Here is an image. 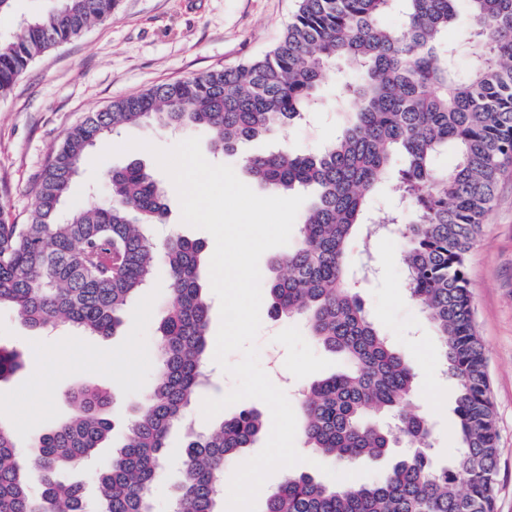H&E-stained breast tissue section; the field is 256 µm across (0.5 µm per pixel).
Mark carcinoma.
I'll return each mask as SVG.
<instances>
[{
	"label": "carcinoma",
	"instance_id": "obj_1",
	"mask_svg": "<svg viewBox=\"0 0 512 512\" xmlns=\"http://www.w3.org/2000/svg\"><path fill=\"white\" fill-rule=\"evenodd\" d=\"M116 5L52 0L0 36V96L35 58L112 19ZM395 10L402 20L392 27L383 18ZM458 40L471 47L464 76ZM340 62L353 66L343 87L351 119L336 139L316 154L279 149L246 156L243 168L271 192L316 189L297 241L272 261L266 285L276 314L302 318L309 336L346 363L305 391V443L343 468L388 456L393 462L371 483L330 484L310 472L290 473L259 512H495L496 415L466 264L512 160V0H298L264 55L155 84L71 128L36 179L28 223H12L0 202V310L34 330L65 324L108 336L163 269L169 294L159 323L162 364L126 443L95 470L92 503L83 485L58 475L97 458L113 429V393L75 387L70 412L47 425L26 458L0 422V512H57L61 503L65 512H155L152 488L166 463L168 436L207 383L203 246L182 236L155 241L153 228L169 214L166 191L138 162L107 173L104 198L61 216L87 151L128 124L147 123L205 129L213 152L234 153L303 120ZM448 149L455 163L443 168L438 158ZM397 159L400 204L377 219L369 198ZM384 230L404 240L408 296L440 336L457 386L458 451L444 466L429 453L430 419L410 408L416 373L351 288V237ZM21 367V355L0 346V383ZM263 432L262 416L251 408L208 431L187 428L172 512H221L225 465Z\"/></svg>",
	"mask_w": 512,
	"mask_h": 512
}]
</instances>
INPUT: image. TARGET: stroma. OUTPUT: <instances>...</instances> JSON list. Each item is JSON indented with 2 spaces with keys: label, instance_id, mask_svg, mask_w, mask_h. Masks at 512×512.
I'll use <instances>...</instances> for the list:
<instances>
[{
  "label": "stroma",
  "instance_id": "35a3bbf8",
  "mask_svg": "<svg viewBox=\"0 0 512 512\" xmlns=\"http://www.w3.org/2000/svg\"><path fill=\"white\" fill-rule=\"evenodd\" d=\"M296 9L295 0H118L111 21L91 24L78 38L36 58L0 97V201L13 221L22 224L34 204L37 175L61 145L67 130L90 113L118 98L152 85L186 79L237 65L270 50L282 36ZM346 121L336 92V76L328 74L315 107L305 120L272 137L245 144L240 152L216 155L204 130L173 132L149 125H129L93 149L99 166L84 162L67 208L86 203V186L101 184L106 173L139 160L151 170L159 165L152 148L168 149L199 137L207 161L231 166L245 178L243 157L287 146L315 153L336 136ZM136 148H128V141ZM120 154L106 156L107 148ZM403 241L381 236L350 245L352 264L370 252L377 270L355 285L374 324L414 369L431 380L429 398H415L416 408L434 425L431 454L441 464L456 452L449 429L454 414V384L443 368L441 341L425 314L405 291L401 262ZM475 318L485 347L499 435L498 492L495 512H512V165L496 192L479 243L468 260ZM167 278L158 274L143 299L123 313L118 335L83 336L60 325L35 332L15 315L0 311V345L19 351L22 368L0 383V422L29 445L46 425L68 411L67 395L78 384H94L118 395L117 419L100 463H108L121 446L123 426L134 406L155 381L161 338L157 316L167 296ZM256 345L259 362L282 389L292 407L315 380L342 369L334 355L307 333L302 320L276 316L269 304L260 309ZM184 433L170 438V460L153 489L156 512H170L171 494L179 478Z\"/></svg>",
  "mask_w": 512,
  "mask_h": 512
}]
</instances>
